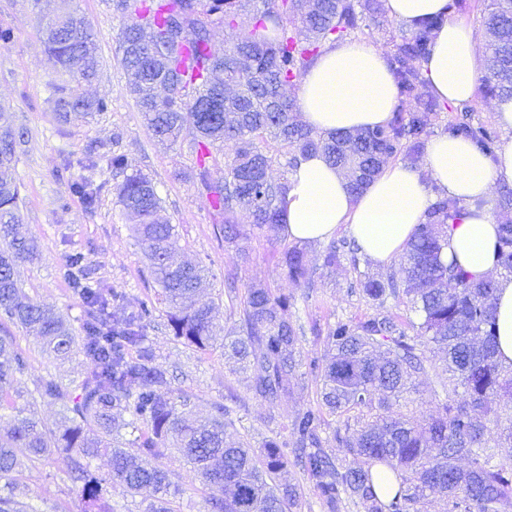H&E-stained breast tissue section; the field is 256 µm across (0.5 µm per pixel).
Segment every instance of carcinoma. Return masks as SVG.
I'll return each instance as SVG.
<instances>
[{"label": "carcinoma", "instance_id": "cac0c4a2", "mask_svg": "<svg viewBox=\"0 0 512 512\" xmlns=\"http://www.w3.org/2000/svg\"><path fill=\"white\" fill-rule=\"evenodd\" d=\"M250 2L112 0L128 19L121 35L132 46L121 51L120 64L129 94L159 141L189 140L199 194L224 212V243L244 257L248 237L234 225L237 205L248 207L260 231L276 236L283 227L287 185L268 175L277 158L286 157L294 167L320 153L358 196L391 159L419 166L428 115L448 107L421 71L441 23L430 18L411 36L389 39L387 59L398 98L414 101L412 111H397L386 124L355 133L310 127L299 119L288 89L326 48L355 39L365 19L380 25L384 0H268L244 26L240 16ZM216 24L234 33L222 50L211 40ZM485 28L483 87L512 97V0H490ZM42 40L53 69L72 77V83L55 87L53 108L59 116L106 111V101L83 91L100 67L92 29L63 12L43 28ZM8 111L0 104V319L31 332L48 357L65 359L76 351L92 369L77 382L49 378L35 389L64 412L60 426L49 430L34 413L15 405L10 391L27 358L12 337L0 336V409L17 412L11 426L0 430V512H38L15 501L14 474L57 450L72 457L70 479L81 486L85 512H112L105 497L109 480L148 502L147 512H176L171 474L156 464L172 451L194 465L212 512H283L298 497L299 485L287 476L290 466L300 467L323 512H339L345 499L360 512H429L438 501L445 503L443 512H512V465L498 461L503 445L512 454V368L496 356V287L441 259L448 222L462 210L457 200L436 201L387 277L357 283L378 306L393 300L415 317L388 311L357 323L337 320L328 326L327 356L321 359L303 363L299 328L285 316L288 299L262 286L247 288L239 318L224 334V356L235 360L234 373L242 375L247 391L275 404L290 392L288 377L304 366L318 385V407L295 413L289 436L268 441L259 453L245 439L226 442L232 420L224 404H214L207 419L192 416V395L171 387L169 372L146 345L154 304L143 301L126 316L112 315L109 307L121 294L87 274L82 254H69L63 267L82 303L80 330L19 288L14 268L36 259L37 250L17 233L21 198L12 162L25 133L12 127ZM450 133L495 155L496 133L474 125L466 109ZM228 146L230 154L224 153ZM98 157L124 174L117 197L134 221L173 336L209 350L217 340V306L196 300L206 265L179 259L176 226L156 219L161 198L153 182L126 173L122 155ZM220 163L224 177L216 179L212 169ZM358 253L345 241H333L322 253V267L346 257L356 268ZM495 255L496 265L511 274L512 224L498 225ZM318 267L296 246L283 252L282 269L305 288L318 287ZM434 349L445 353L448 379L430 390L434 407L428 421L418 426L394 417L393 405L427 374V353ZM326 411L346 417L334 433L348 448L350 458L343 463L323 448ZM354 412L365 416L353 428L347 417ZM128 428L132 439L124 438ZM288 446L296 451L293 462L284 451ZM99 456L109 461L103 476L90 466ZM381 467L397 481L384 496L374 483Z\"/></svg>", "mask_w": 512, "mask_h": 512}]
</instances>
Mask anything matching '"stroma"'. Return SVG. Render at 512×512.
Wrapping results in <instances>:
<instances>
[{
    "instance_id": "1",
    "label": "stroma",
    "mask_w": 512,
    "mask_h": 512,
    "mask_svg": "<svg viewBox=\"0 0 512 512\" xmlns=\"http://www.w3.org/2000/svg\"><path fill=\"white\" fill-rule=\"evenodd\" d=\"M60 4L61 0H41L37 5L32 0H0V27L12 32L11 42L0 46V102L9 104L13 126L25 133L13 162L22 198L20 232L37 244L40 253L37 260L18 263L14 269L19 286L30 297L79 325L82 304L60 274L72 252L84 255L94 280L122 291L124 300L116 306V314L128 313L158 291L131 222L117 202L121 176L106 162L93 168L86 164L90 149L101 145L124 154L129 169L152 179L161 198L160 218L176 225L180 252L190 260L205 258L209 274L203 295L218 299L219 327L227 329L232 324L224 282L230 273L237 276L238 291L261 285L289 296L287 316L302 328L300 347L307 359L324 355L330 323L339 319L357 322L378 314V307L356 290L354 283L362 273L387 275L390 265L364 258L355 267L346 260L323 270L319 288L306 291L281 275L278 268L287 238L276 239L255 229L251 213L244 207L236 209L234 222L250 237L249 255L241 257L225 246L219 234L224 215L197 191L196 157L188 141L160 144L127 91L119 50L124 20L105 0H73L72 6L96 31L100 48L99 77L85 85L84 91L89 97L107 101L109 109L88 119L73 116L60 120L50 97L53 86L64 78L51 70L39 32L41 13L53 12ZM80 178L98 190L94 208H87L69 188L71 180ZM11 333L27 358V368L18 376L13 393L28 395L45 379L67 381L89 367L78 353L63 362L48 358L23 328L12 327ZM147 340L159 361L168 366L173 387L191 393L202 412L215 402L230 404L233 425L228 435L247 439L255 448L284 435L292 413L317 402V385L309 376L290 379L291 392L277 407L253 399L225 360L222 347L202 353L182 344L171 335L165 316H157ZM161 464L171 471L179 488L177 512H209L208 493L193 468L175 452L162 458ZM68 468V454L57 451L36 467L23 469L15 481L17 500L39 512H83L81 493L69 480Z\"/></svg>"
}]
</instances>
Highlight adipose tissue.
Segmentation results:
<instances>
[{"label":"adipose tissue","instance_id":"1","mask_svg":"<svg viewBox=\"0 0 512 512\" xmlns=\"http://www.w3.org/2000/svg\"><path fill=\"white\" fill-rule=\"evenodd\" d=\"M480 54L473 29L448 21L436 32L421 68L440 100L458 106L474 100ZM304 121L324 131H361L387 122L397 91L383 53L357 42L326 50L298 89ZM495 116L510 137L490 157L469 142L448 135L433 138L420 168L387 165L361 196L322 155L300 159L287 176L283 232L300 243L331 238L347 230L361 254L384 264L401 254L416 226L424 223L437 195L460 200L459 219L448 227L443 258L475 278L495 269L497 223L487 201L496 182L512 184V99L495 104ZM498 359L512 365V279L496 291Z\"/></svg>","mask_w":512,"mask_h":512}]
</instances>
